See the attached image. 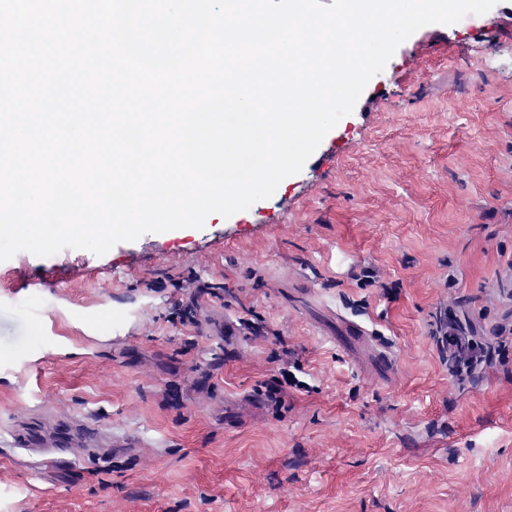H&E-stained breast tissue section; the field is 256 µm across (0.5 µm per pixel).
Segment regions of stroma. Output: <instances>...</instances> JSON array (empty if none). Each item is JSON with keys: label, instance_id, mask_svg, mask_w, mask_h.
I'll return each mask as SVG.
<instances>
[{"label": "stroma", "instance_id": "1", "mask_svg": "<svg viewBox=\"0 0 512 512\" xmlns=\"http://www.w3.org/2000/svg\"><path fill=\"white\" fill-rule=\"evenodd\" d=\"M172 276L222 287L199 328L173 320ZM457 320L494 352L465 380L438 341ZM510 321L498 0L404 41L271 198L100 256L0 262V512H512ZM349 322L374 346L344 343ZM73 422L129 452L54 465L16 443Z\"/></svg>", "mask_w": 512, "mask_h": 512}]
</instances>
